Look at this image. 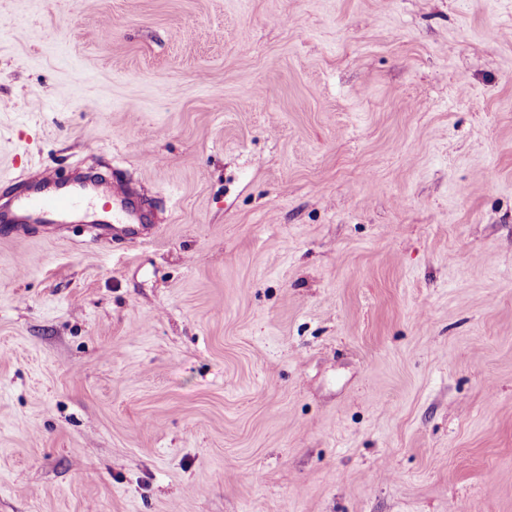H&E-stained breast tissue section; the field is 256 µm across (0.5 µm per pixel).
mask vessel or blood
I'll return each mask as SVG.
<instances>
[{
    "label": "vessel or blood",
    "instance_id": "b4317fda",
    "mask_svg": "<svg viewBox=\"0 0 512 512\" xmlns=\"http://www.w3.org/2000/svg\"><path fill=\"white\" fill-rule=\"evenodd\" d=\"M87 224L97 236L112 240L144 238L147 232L141 207L120 180L105 188L94 180L76 183L60 180L51 171L39 176L21 191L0 200V236L18 234L31 224Z\"/></svg>",
    "mask_w": 512,
    "mask_h": 512
}]
</instances>
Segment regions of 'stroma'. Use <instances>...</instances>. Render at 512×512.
Masks as SVG:
<instances>
[{"label": "stroma", "mask_w": 512, "mask_h": 512, "mask_svg": "<svg viewBox=\"0 0 512 512\" xmlns=\"http://www.w3.org/2000/svg\"><path fill=\"white\" fill-rule=\"evenodd\" d=\"M34 167L158 231L0 237V512H512V0H0Z\"/></svg>", "instance_id": "obj_1"}]
</instances>
